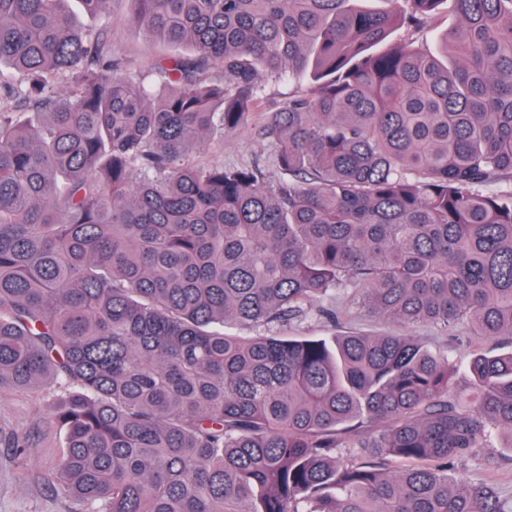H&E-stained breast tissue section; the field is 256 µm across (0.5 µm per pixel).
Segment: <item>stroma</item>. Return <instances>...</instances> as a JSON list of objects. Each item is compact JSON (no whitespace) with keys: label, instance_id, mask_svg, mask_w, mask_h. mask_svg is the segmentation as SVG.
I'll return each mask as SVG.
<instances>
[{"label":"stroma","instance_id":"obj_1","mask_svg":"<svg viewBox=\"0 0 512 512\" xmlns=\"http://www.w3.org/2000/svg\"><path fill=\"white\" fill-rule=\"evenodd\" d=\"M67 6L77 14L83 27H109L112 45L124 58L128 69L146 67L159 54V46L147 41L131 22L136 8L134 0H110L107 14L103 17L84 14L79 0H68ZM264 117L263 110L253 112L243 128L226 134L221 145L207 146L198 153V160L221 162L228 166L256 164L264 168L268 182H275L279 177L273 162L275 148L258 135ZM348 307L345 295H337L336 310L340 314L337 324H329L316 316L289 325L288 332L301 336H327L337 329L374 336L392 331L391 323L360 312L348 314ZM411 333L432 353L449 355L460 363L465 362L477 347L493 352L512 349L510 337L480 339L471 336L465 328L455 337L444 335L431 325L414 327ZM50 403V395L43 392L0 393V431L28 424L34 413H46ZM58 455L55 431L47 423L34 434L25 456H17L12 449L0 447V512H70V503L43 479L45 470L57 460ZM468 470L472 481L495 484L503 497H512V452L508 449H493L491 458L469 462Z\"/></svg>","mask_w":512,"mask_h":512}]
</instances>
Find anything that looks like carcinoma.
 <instances>
[{"label": "carcinoma", "mask_w": 512, "mask_h": 512, "mask_svg": "<svg viewBox=\"0 0 512 512\" xmlns=\"http://www.w3.org/2000/svg\"><path fill=\"white\" fill-rule=\"evenodd\" d=\"M65 2L0 0V392L55 387L72 512H512L461 470L512 451V350L459 388L401 332L512 336V0H137L192 51L139 72ZM445 4L440 54L381 48ZM304 70L276 184L191 158ZM339 291L399 330L283 335Z\"/></svg>", "instance_id": "1"}]
</instances>
